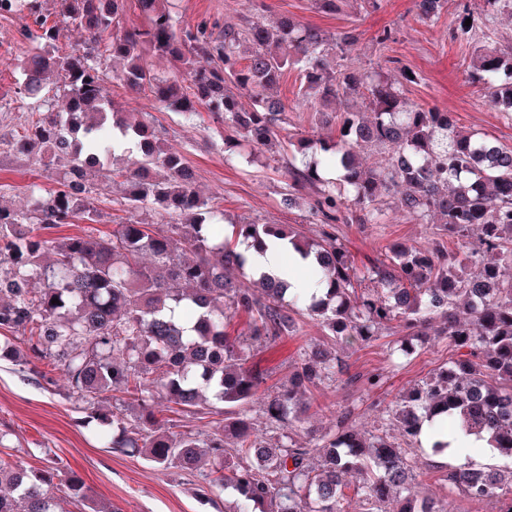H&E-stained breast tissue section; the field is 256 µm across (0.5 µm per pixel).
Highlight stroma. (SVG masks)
<instances>
[{"mask_svg":"<svg viewBox=\"0 0 512 512\" xmlns=\"http://www.w3.org/2000/svg\"><path fill=\"white\" fill-rule=\"evenodd\" d=\"M478 9L480 0H448L447 10L434 24L415 19L413 0H384L379 11L367 14L356 0H346L338 11L321 12L312 0H171L177 28H196L262 11L266 20L287 14L329 33L356 30L357 41L346 48L344 62L356 69L394 59L418 75L403 95L409 102L436 106L452 112L460 126L476 129L495 143L512 147V112L492 106L478 87L471 84L463 53L450 39L449 27L463 6ZM29 14L0 15V206L24 212L31 186L42 191L57 189L64 167L42 160L37 152L20 151L16 143L28 125L38 119L42 103L20 92L18 60L28 54L32 42L25 33ZM394 29V39L379 49L378 31ZM108 98L123 111L146 122L160 142L180 153L195 173V186L214 200L229 220L239 223L299 224L312 232L303 210L286 208L282 199L288 189V155L292 142L303 135L324 139L334 133L322 127L313 113L288 112L277 145L247 159L234 136L225 135L224 124L206 109L193 118L159 108L144 95L129 90L116 73L120 65L111 56H99ZM87 183L93 203L101 215L96 224L63 226L62 234H110L125 215L123 177L106 181L89 171ZM384 223L361 229L353 224L337 228L339 237L357 262L383 253L386 246L406 242L416 246L438 244L430 225L402 217L394 197L384 199ZM322 329L305 323L301 335L257 345L251 365L268 375L270 382L287 381L300 348L309 342H325ZM395 336L381 337L373 346L350 350L349 373H381V387L326 381L311 391L310 421L328 428L346 402L357 406L358 420L373 429L396 396L420 383L429 372L448 360V342L439 336L417 344L415 353L401 366H391L389 346ZM0 457L31 467L52 461L77 471L90 495L112 505L114 512H223L224 494L201 495L194 474L154 467L142 455L110 448L96 416L87 404L68 395L62 367L54 361L25 368L21 362L0 360Z\"/></svg>","mask_w":512,"mask_h":512,"instance_id":"35a3bbf8","label":"stroma"}]
</instances>
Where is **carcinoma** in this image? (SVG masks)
<instances>
[{
	"instance_id": "obj_1",
	"label": "carcinoma",
	"mask_w": 512,
	"mask_h": 512,
	"mask_svg": "<svg viewBox=\"0 0 512 512\" xmlns=\"http://www.w3.org/2000/svg\"><path fill=\"white\" fill-rule=\"evenodd\" d=\"M58 14L86 42L59 52L60 29L39 20L27 30L34 43L22 65L23 94L50 107L32 122L22 146L69 165L58 189L32 186L30 213L0 208V332L26 338L25 363L51 358L66 371L69 396L94 406L100 393L133 394L134 418L117 403L97 409L112 426L110 445L145 456L164 469L191 470L201 488L235 500L231 512H348L347 490L361 512H453L448 497L423 494L419 453H456L442 481L448 492L512 512V147L457 125L438 107L410 105L400 87L417 74L396 67L352 69L335 61L356 41L283 16L267 25L260 14L224 28H176L168 0H136L144 21L126 26L127 0H56ZM458 14L451 39L467 51L472 83L502 112H512V45L495 40L496 17L512 0H482ZM448 0H415L417 19L438 22ZM37 0H0V14ZM471 25H465L466 19ZM123 61L119 79L149 93L161 107L224 120L252 151L277 139L287 112L271 91L287 71L300 78L294 107L322 113L336 136H302L292 143L286 201L308 191L314 238L284 224H234L224 236L223 214L194 188L178 152L159 143L148 125L127 122L103 95L99 49ZM166 57L189 84L162 75L149 57ZM365 109L325 108L344 97ZM135 150L126 174L129 216L106 237L53 235L64 224L99 222L89 202L85 166ZM383 155L366 167L361 155ZM395 193L398 212L433 223L436 238L456 250L396 244L357 264L336 233L338 224L365 229L382 221V199ZM155 205L176 224H149L140 211ZM280 243L311 259L320 295L291 293L273 276L246 266L238 247L257 251ZM59 303L54 304L52 300ZM246 316L245 326L233 319ZM303 316L321 325L345 351L395 328L403 336L390 356L413 354L414 340L448 339V362L399 396L372 430L353 422L345 406L334 427L300 441L305 395L348 372L338 352L307 344L280 385H266L249 360L253 346L300 333ZM375 389L383 374L355 373L345 383ZM187 417L218 416L211 429L171 432L157 417L159 402ZM264 419L255 428L254 406ZM495 463L478 464L480 451ZM112 512L87 493L82 477L55 462L28 469L0 461V512Z\"/></svg>"
}]
</instances>
